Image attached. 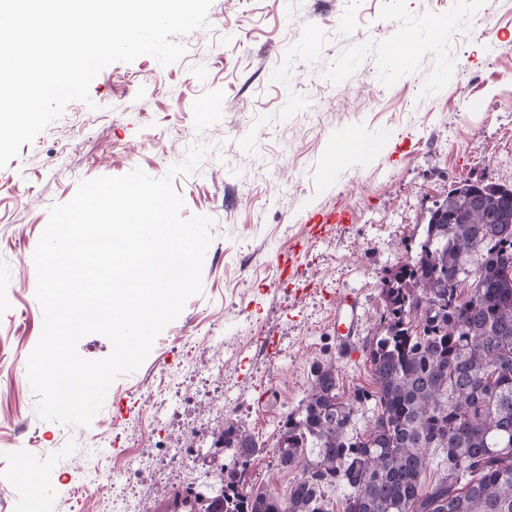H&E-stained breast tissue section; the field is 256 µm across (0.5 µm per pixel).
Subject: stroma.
<instances>
[{
	"mask_svg": "<svg viewBox=\"0 0 512 512\" xmlns=\"http://www.w3.org/2000/svg\"><path fill=\"white\" fill-rule=\"evenodd\" d=\"M207 21L170 66L142 56L106 67L91 104L70 103L0 168V488L12 491L0 512H115L110 493L125 486L155 512L212 467L207 444L184 435L191 419L254 434L265 451L252 485L286 497L296 473L276 466L278 428L313 365L334 362L345 393L371 386L363 345L381 281L416 252L427 211L462 181L512 186V0H213ZM407 32L419 48L401 64L394 46ZM348 130L378 146L329 169ZM199 146L173 186L186 214L211 220L201 293L89 426L41 420L27 363L49 207L84 179L163 177ZM334 209L349 222L315 230L313 214ZM348 291L359 321L343 353L333 312ZM21 459L36 484L17 479ZM82 465L102 474L99 493L81 495Z\"/></svg>",
	"mask_w": 512,
	"mask_h": 512,
	"instance_id": "stroma-1",
	"label": "stroma"
}]
</instances>
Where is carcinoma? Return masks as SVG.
<instances>
[{"label":"carcinoma","mask_w":512,"mask_h":512,"mask_svg":"<svg viewBox=\"0 0 512 512\" xmlns=\"http://www.w3.org/2000/svg\"><path fill=\"white\" fill-rule=\"evenodd\" d=\"M381 293L363 348L373 389L345 398L335 364L319 362L280 425L276 466L299 470L288 512H329L323 489L336 485L348 489L342 512H512V186H453ZM370 402L374 419L359 430L355 406ZM217 443L235 455L216 458L208 512H280L275 493L247 483L264 451L255 437L231 424Z\"/></svg>","instance_id":"carcinoma-1"}]
</instances>
